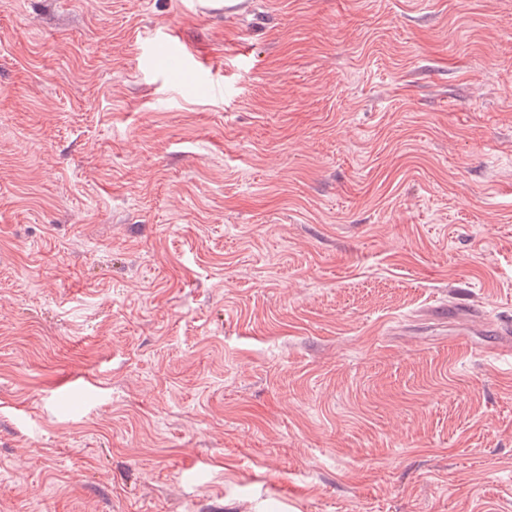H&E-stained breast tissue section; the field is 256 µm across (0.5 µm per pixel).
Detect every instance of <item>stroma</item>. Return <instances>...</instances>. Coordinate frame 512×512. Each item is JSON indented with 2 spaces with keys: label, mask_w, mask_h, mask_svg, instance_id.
Here are the masks:
<instances>
[{
  "label": "stroma",
  "mask_w": 512,
  "mask_h": 512,
  "mask_svg": "<svg viewBox=\"0 0 512 512\" xmlns=\"http://www.w3.org/2000/svg\"><path fill=\"white\" fill-rule=\"evenodd\" d=\"M0 0V512H512V0ZM448 308L453 309L458 312V315L463 316L465 319H470L472 321H476L483 328L493 331L494 334L499 336V341L497 345L493 348H484L480 352L483 354H507L512 357V321H503L497 325H488L482 322L475 309L473 308H462L457 307L453 304H448Z\"/></svg>",
  "instance_id": "obj_1"
}]
</instances>
